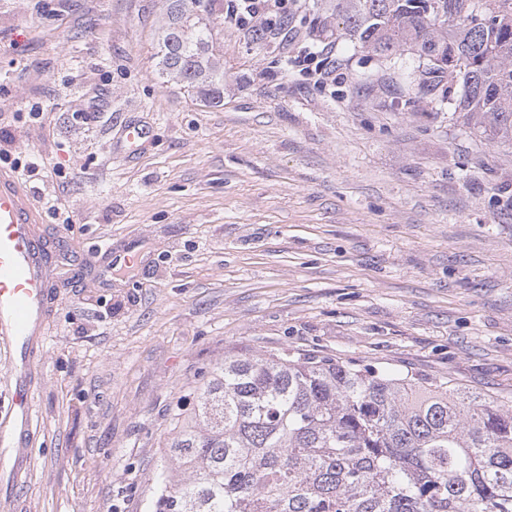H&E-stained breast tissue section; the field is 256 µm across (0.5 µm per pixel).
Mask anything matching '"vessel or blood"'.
I'll return each instance as SVG.
<instances>
[{"mask_svg": "<svg viewBox=\"0 0 512 512\" xmlns=\"http://www.w3.org/2000/svg\"><path fill=\"white\" fill-rule=\"evenodd\" d=\"M41 217L13 170L0 167V341L10 348V427L0 432V495L11 496L29 466L26 446L35 408L30 365L49 330L47 243Z\"/></svg>", "mask_w": 512, "mask_h": 512, "instance_id": "b4317fda", "label": "vessel or blood"}]
</instances>
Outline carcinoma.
Listing matches in <instances>:
<instances>
[{
    "label": "carcinoma",
    "mask_w": 512,
    "mask_h": 512,
    "mask_svg": "<svg viewBox=\"0 0 512 512\" xmlns=\"http://www.w3.org/2000/svg\"><path fill=\"white\" fill-rule=\"evenodd\" d=\"M362 46L448 78L464 124L512 145V0H338ZM224 0H167L159 72L224 102ZM174 414L151 512H512V406L451 380L288 348L227 353Z\"/></svg>",
    "instance_id": "obj_1"
}]
</instances>
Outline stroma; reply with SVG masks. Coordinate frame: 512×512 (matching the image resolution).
I'll use <instances>...</instances> for the list:
<instances>
[{
  "instance_id": "obj_1",
  "label": "stroma",
  "mask_w": 512,
  "mask_h": 512,
  "mask_svg": "<svg viewBox=\"0 0 512 512\" xmlns=\"http://www.w3.org/2000/svg\"><path fill=\"white\" fill-rule=\"evenodd\" d=\"M165 0H0V146L55 250L30 474L0 512H150L175 408L281 348L512 405V146L421 96L415 56L224 31V103L158 71ZM336 49V83L285 65ZM147 135L120 144L127 122ZM138 247L131 268L108 253Z\"/></svg>"
}]
</instances>
